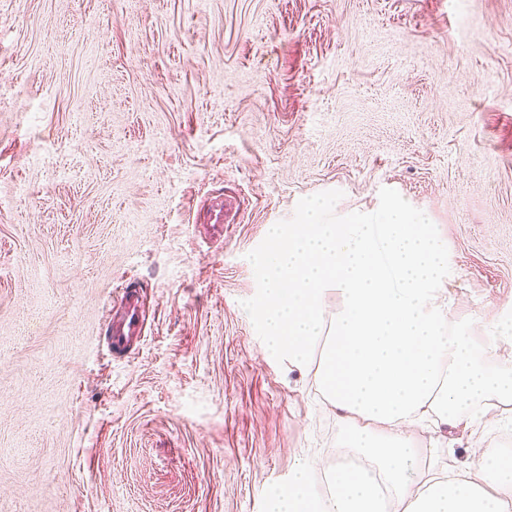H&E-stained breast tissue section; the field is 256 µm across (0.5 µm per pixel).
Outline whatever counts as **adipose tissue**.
I'll list each match as a JSON object with an SVG mask.
<instances>
[{"label": "adipose tissue", "mask_w": 512, "mask_h": 512, "mask_svg": "<svg viewBox=\"0 0 512 512\" xmlns=\"http://www.w3.org/2000/svg\"><path fill=\"white\" fill-rule=\"evenodd\" d=\"M452 278L437 231L398 199L343 218L313 200L299 223L272 226L265 350L314 368L353 458L319 486L315 464H300L265 512H512V453L484 438L512 431V367L484 362L512 347V302L467 335L448 317ZM432 417L469 462L423 469L410 431Z\"/></svg>", "instance_id": "ef3b65f1"}]
</instances>
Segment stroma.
<instances>
[{"instance_id": "obj_1", "label": "stroma", "mask_w": 512, "mask_h": 512, "mask_svg": "<svg viewBox=\"0 0 512 512\" xmlns=\"http://www.w3.org/2000/svg\"><path fill=\"white\" fill-rule=\"evenodd\" d=\"M321 196L425 213L479 334L512 298V0H0V512H262L331 468L335 408L255 317L270 226ZM105 341L114 355L131 351L145 334L146 319L140 300V287L135 281H124L105 319Z\"/></svg>"}]
</instances>
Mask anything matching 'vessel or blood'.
Wrapping results in <instances>:
<instances>
[{"label": "vessel or blood", "mask_w": 512, "mask_h": 512, "mask_svg": "<svg viewBox=\"0 0 512 512\" xmlns=\"http://www.w3.org/2000/svg\"><path fill=\"white\" fill-rule=\"evenodd\" d=\"M106 328L105 341L114 355L131 351L134 343L144 336L146 319L137 282H123L106 316Z\"/></svg>", "instance_id": "obj_1"}]
</instances>
